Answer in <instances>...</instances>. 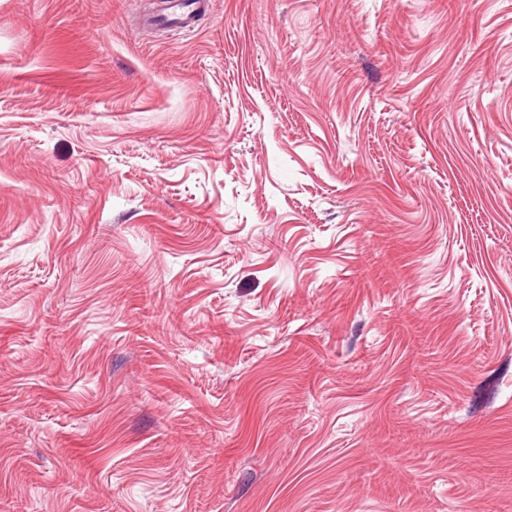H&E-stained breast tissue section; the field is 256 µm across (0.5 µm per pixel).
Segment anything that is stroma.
<instances>
[{
	"mask_svg": "<svg viewBox=\"0 0 512 512\" xmlns=\"http://www.w3.org/2000/svg\"><path fill=\"white\" fill-rule=\"evenodd\" d=\"M0 0V512H512V0ZM163 16L167 21H178L188 25L190 16L195 11L196 0H166Z\"/></svg>",
	"mask_w": 512,
	"mask_h": 512,
	"instance_id": "stroma-1",
	"label": "stroma"
}]
</instances>
